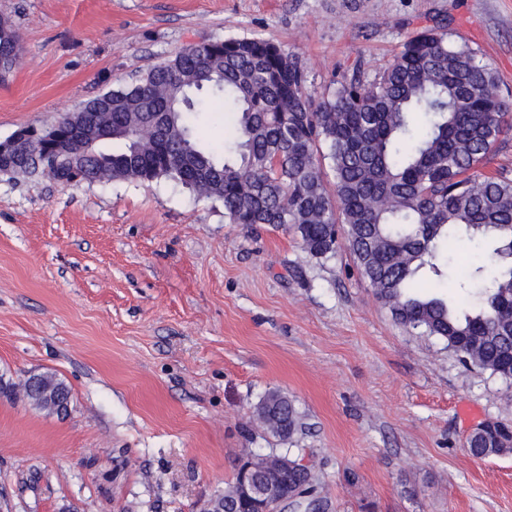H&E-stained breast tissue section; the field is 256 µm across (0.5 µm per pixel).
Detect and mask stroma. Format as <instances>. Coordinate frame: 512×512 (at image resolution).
Here are the masks:
<instances>
[{
  "instance_id": "stroma-1",
  "label": "stroma",
  "mask_w": 512,
  "mask_h": 512,
  "mask_svg": "<svg viewBox=\"0 0 512 512\" xmlns=\"http://www.w3.org/2000/svg\"><path fill=\"white\" fill-rule=\"evenodd\" d=\"M21 59L0 140L49 126L198 41L260 37L316 96L371 80L424 28L473 48L512 94V0H0ZM52 372L65 416L0 395V512H202L247 453L293 448L323 512H512V382L398 324L346 248L230 224L172 181L64 186L0 175V378ZM303 417L264 433L269 391ZM510 428L506 425L500 424L499 427L495 430L494 433H490L487 437H483L482 435H477L474 439L469 442V444H473L475 447L470 448L469 450L481 457H486L491 454H504L512 451V446L508 447L505 443H502L498 440V438H503L507 440V433Z\"/></svg>"
}]
</instances>
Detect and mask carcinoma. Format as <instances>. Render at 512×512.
<instances>
[{"mask_svg":"<svg viewBox=\"0 0 512 512\" xmlns=\"http://www.w3.org/2000/svg\"><path fill=\"white\" fill-rule=\"evenodd\" d=\"M21 53L14 21L0 16V80ZM224 113L233 139L205 146L190 115ZM90 142L70 136L53 146L29 142L25 153L0 156V174L56 177L62 155L86 184L170 179L223 202L231 224L289 227L303 252L327 260L339 240L377 298L402 326L436 336L453 352L505 381L512 380V178L481 176L504 128L512 97L477 53L455 35L425 29L408 38L372 81L360 74L333 82L321 97L307 89L299 60L260 38L215 39L184 48L118 89L84 103L75 116ZM122 144L106 151L107 141ZM489 243L486 258L449 264L458 240ZM464 295L435 292L424 273ZM40 410L70 387L51 373L36 385L9 384ZM271 435L291 438L302 427L291 400L277 390L255 410ZM509 427L471 441L481 457L512 451ZM292 467L288 481L316 498L311 467ZM227 512H244L240 480L221 494Z\"/></svg>","mask_w":512,"mask_h":512,"instance_id":"cac0c4a2","label":"carcinoma"}]
</instances>
